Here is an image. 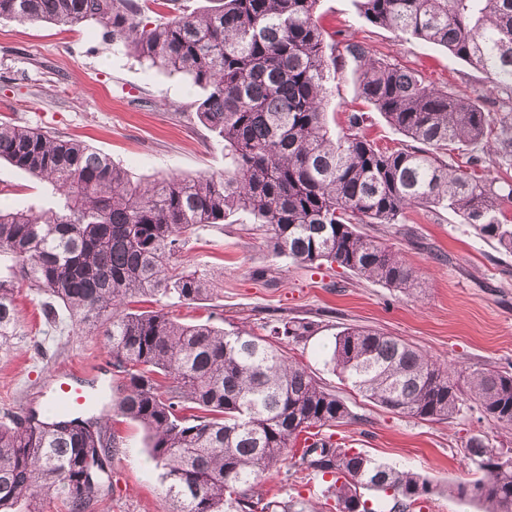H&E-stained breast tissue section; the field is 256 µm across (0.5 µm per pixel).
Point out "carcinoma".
<instances>
[{
  "label": "carcinoma",
  "mask_w": 512,
  "mask_h": 512,
  "mask_svg": "<svg viewBox=\"0 0 512 512\" xmlns=\"http://www.w3.org/2000/svg\"><path fill=\"white\" fill-rule=\"evenodd\" d=\"M199 13L186 0H0V18L57 26L96 23L103 41L206 90L199 121L224 141V172L133 183L112 158L83 141L0 121V159L49 182L53 206L0 210V351L19 326L16 283L44 297V323L67 317L103 330L112 364L127 379L117 405L148 434L150 459L169 512H307L267 498L263 478L292 467L325 478L336 512H410L439 492L429 477L399 470L324 433L354 420L348 405L280 345L313 334L289 320L265 336L180 322L132 308L163 297L190 304L213 289L175 263L189 238L243 213L264 228L278 257L326 261L412 295L415 271L372 224H400L407 210H450L512 254L504 207L512 184L485 164L512 166V106L494 121L461 90L441 89L362 42L339 45L320 25V0H219ZM167 8L151 24V5ZM370 23L444 47L484 73L512 103V0H359ZM358 94L413 145L388 150L362 132L355 111L339 132L326 106L345 63ZM466 153L469 169L451 164ZM329 363L367 400L421 420L459 414L465 400L449 368L378 329L336 333ZM480 414L512 428V375L485 368L468 377ZM114 435L100 418L46 409L0 417V512H95L111 491ZM474 438L479 477L448 484V496L484 512H512V455Z\"/></svg>",
  "instance_id": "carcinoma-1"
}]
</instances>
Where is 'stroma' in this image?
Masks as SVG:
<instances>
[{"instance_id":"stroma-1","label":"stroma","mask_w":512,"mask_h":512,"mask_svg":"<svg viewBox=\"0 0 512 512\" xmlns=\"http://www.w3.org/2000/svg\"><path fill=\"white\" fill-rule=\"evenodd\" d=\"M320 23L339 40L362 42L378 55L418 71L438 86L462 90L492 116L503 113L500 94L485 74L438 46L406 40L372 25L356 0H321ZM204 90L185 76L138 63L125 48L103 41L96 26L60 27L0 18V119L62 138L86 141L144 183L171 174L194 177L224 170V143L197 118ZM363 110V131L379 147L398 149L405 139L357 96L356 78L344 67L326 108L332 131ZM52 196L46 182L0 161V206L39 210ZM250 221L207 227L194 235L177 264L206 271L212 297L191 304L161 301L183 321L219 319L268 334L278 320L314 323L313 336L284 345L286 356L304 365L327 389L343 398L354 422L333 430L335 441L439 484L472 477L467 446L481 437L487 447L512 448V434L476 408L445 420L409 418L354 392L327 364L334 337L349 325L398 336L447 364L459 379L491 368L512 374V255L485 241L451 211L411 210L400 229L380 233L412 267L421 293L407 295L329 265H302L275 256ZM18 333L0 353V415L42 406L59 383L106 391L112 401L126 381L112 367L99 332L66 326L47 330L42 298L27 283L17 285ZM118 450L112 458V489L98 512H168L159 472L147 453L145 431L108 410ZM320 478L272 472L264 479L269 498L301 500L315 512H335Z\"/></svg>"}]
</instances>
